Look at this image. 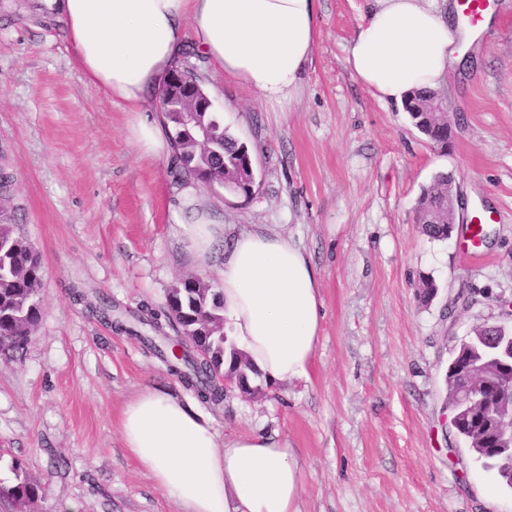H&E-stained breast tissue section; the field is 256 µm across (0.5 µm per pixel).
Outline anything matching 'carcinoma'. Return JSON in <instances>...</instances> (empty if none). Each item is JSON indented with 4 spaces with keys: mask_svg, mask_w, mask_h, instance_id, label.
Segmentation results:
<instances>
[{
    "mask_svg": "<svg viewBox=\"0 0 512 512\" xmlns=\"http://www.w3.org/2000/svg\"><path fill=\"white\" fill-rule=\"evenodd\" d=\"M200 57L193 51H186L182 62L188 63L181 76V85L164 89L160 96L167 98L168 112L164 118L177 150V165L174 177L190 174L197 179L208 175L212 183L224 187L229 192L244 196L250 194L255 183V174L246 144L228 133L218 112H205L202 119L211 125L219 137L220 148L213 151L187 134L179 123V113L174 108L181 105L183 91L188 89L199 101H209L210 97L197 76L196 61ZM439 99L431 90H417L405 103L404 110L414 126L442 151H448V121L431 113L429 105ZM448 191V175L440 173L423 188L417 207L415 223L419 224L423 235L431 240L448 239V225L440 218L438 208ZM43 267L38 253L31 244L15 231V224L0 208V350H16L28 342L41 318V283ZM437 295V287L430 279L421 281L416 292L419 302L428 305ZM224 304L221 295L211 283L193 276L179 279L169 290L167 307L168 320L178 327L179 337L208 347L209 357L198 361L183 352L182 355L160 352L169 369L197 397L204 401H219L223 392L211 382L212 373L224 366L241 379L243 391L248 396L261 393L262 387L252 385L251 376L257 374L248 359L234 345L224 338ZM502 333L487 328L476 332L475 336L455 345L452 352L467 354L478 360L496 353V342ZM484 420L469 423L468 427L457 432V436L477 452L480 448ZM491 469L496 470L499 481L509 485L502 470L512 466V453L505 452L497 457L483 458ZM17 483L1 487L0 496L9 499L18 512H26L42 497L41 488L28 478L16 476Z\"/></svg>",
    "mask_w": 512,
    "mask_h": 512,
    "instance_id": "cac0c4a2",
    "label": "carcinoma"
}]
</instances>
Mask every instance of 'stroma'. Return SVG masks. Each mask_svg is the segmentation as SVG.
I'll return each instance as SVG.
<instances>
[{"instance_id": "35a3bbf8", "label": "stroma", "mask_w": 512, "mask_h": 512, "mask_svg": "<svg viewBox=\"0 0 512 512\" xmlns=\"http://www.w3.org/2000/svg\"><path fill=\"white\" fill-rule=\"evenodd\" d=\"M471 66L439 92L453 136L433 147L402 107L347 69L366 0H319V35L301 99L287 110L201 67L204 87L247 144L253 194L205 186L225 224L292 237L319 275L324 320L310 377L229 391L202 404L219 436L276 432L303 462L302 512H512V490L458 440L446 406L451 349L502 319L512 301V0ZM130 115L87 86L56 18L36 0H0V166L14 175L17 231L42 257V318L25 350L0 356V485L27 476L39 512H180L124 445L119 418L143 388L195 394L138 338L89 310L108 298L135 322L162 313L171 286L196 272L169 236L168 162L142 157ZM441 172L462 199L450 239L414 222ZM487 223L467 260L464 222ZM436 283L419 304L421 277Z\"/></svg>"}]
</instances>
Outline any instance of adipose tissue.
<instances>
[{"mask_svg":"<svg viewBox=\"0 0 512 512\" xmlns=\"http://www.w3.org/2000/svg\"><path fill=\"white\" fill-rule=\"evenodd\" d=\"M62 23L88 86L130 114L144 157L173 145L149 116L186 48L209 67L285 109L303 90L318 37L319 0H45ZM480 29L453 25L432 0H373L346 49L351 74L380 101L437 88ZM197 183L176 193L169 234L194 266L215 268L224 329L260 378H308L323 301L317 273L287 236L213 218ZM126 448L182 512H301L302 465L278 435L219 439L211 421L171 391L147 387L124 408Z\"/></svg>","mask_w":512,"mask_h":512,"instance_id":"obj_1","label":"adipose tissue"}]
</instances>
